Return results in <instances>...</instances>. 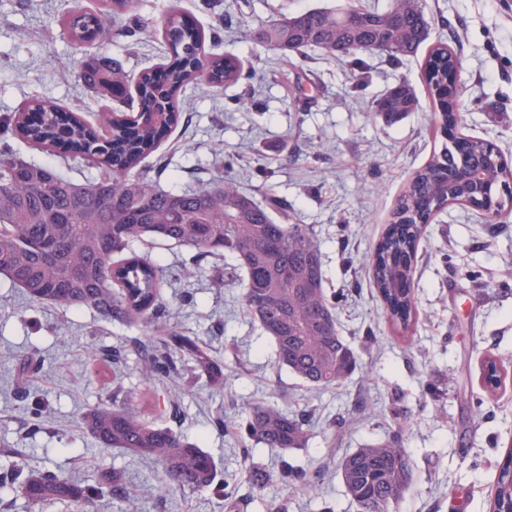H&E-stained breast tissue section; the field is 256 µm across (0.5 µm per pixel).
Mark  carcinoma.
<instances>
[{"label":"carcinoma","mask_w":512,"mask_h":512,"mask_svg":"<svg viewBox=\"0 0 512 512\" xmlns=\"http://www.w3.org/2000/svg\"><path fill=\"white\" fill-rule=\"evenodd\" d=\"M135 7L136 0H107L97 13L66 14L58 22L73 41L92 47L109 31L107 13L127 15ZM166 27L169 61L158 73L145 69L139 75L138 116L108 115L98 132L76 113L45 100L14 114L15 128L28 143L79 154L104 173L80 184L52 164L0 151V275L34 301L86 308L153 338L149 344L135 343L146 378L172 380L186 371L222 391L224 365L199 337L182 335L170 324L171 313L161 296L166 270L128 250L135 242L150 241L191 246L216 258L229 255L234 269L243 273V309L273 340L278 362L311 386L346 381L359 366V354L340 334L336 303L324 288L321 242L314 227L299 219L277 223V200L258 203L229 178L166 191L153 187L137 170L156 150L162 131L178 122V93L206 56L203 30L174 11ZM429 32L421 0H389L382 9L341 5L273 18L253 38L282 56L379 53L401 61L417 54ZM458 66V55L443 42L426 56L424 82L438 112L442 143L397 197L371 262L372 283L386 319L405 333L417 320L414 262L425 225L450 201L481 196L463 172L478 170L494 187L496 195L488 206L498 202V215L509 214L506 207L512 204V166L497 163L493 143L458 132L453 108L457 93L448 81ZM241 76L235 59L210 61L217 94ZM83 80L107 104L123 92L128 76L117 65L99 63L84 71ZM418 105L416 89L401 81L378 96L372 108L375 118L393 124ZM83 424L99 446L161 465L169 488L222 492L228 512L238 508L227 485L217 482L213 457L172 429L147 422L131 395H114L112 403L88 408ZM310 435L307 414L256 401L241 423L238 443L246 451L254 445L287 451L307 447ZM339 471L357 512H398L413 480L400 431L345 455ZM244 478L257 489L275 482L315 487L322 473L284 463L276 472L255 466ZM19 492L34 506L61 503L78 510L95 497L127 502L135 496L116 470L96 488L51 470L31 471ZM489 512H512V450L497 465Z\"/></svg>","instance_id":"1"}]
</instances>
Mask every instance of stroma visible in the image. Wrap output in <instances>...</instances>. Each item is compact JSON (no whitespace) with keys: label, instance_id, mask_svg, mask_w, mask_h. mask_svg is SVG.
<instances>
[{"label":"stroma","instance_id":"35a3bbf8","mask_svg":"<svg viewBox=\"0 0 512 512\" xmlns=\"http://www.w3.org/2000/svg\"><path fill=\"white\" fill-rule=\"evenodd\" d=\"M102 0H0V148L59 166L74 182L100 170L72 154L54 156L26 143L11 120L35 100L49 99L97 125L102 103L81 79L90 58L121 66L132 81L117 112L137 109L135 77L166 62L161 19L170 7L203 28L213 58L237 59L246 85L214 94L193 82L181 119L142 164L154 186L179 188L209 181L217 164L232 159L238 186L265 200L274 195L289 213L313 225L322 250L325 286L338 296L342 336L362 347L359 368L343 384L313 388L276 361L273 343L247 317L241 290L226 283L220 260L185 246L137 244L138 255L168 269L198 267L197 276L169 280L162 296L179 332L197 336L223 363V393L204 380L180 391L148 381L136 357L120 368L98 357L126 345L137 332L86 309L27 300L0 277V474L53 470L86 486L106 471H123L140 489L134 503L93 501L88 512H225L223 499L191 492L165 494L159 467L103 448L84 430L85 408L134 393L149 422L199 444L226 473L240 472L244 456L230 426L258 400L312 416L306 449L286 455L252 449L257 464L279 458L322 468L317 492L275 485L264 492L236 487L239 512H356L337 463L362 445L383 440L408 416L405 448L413 483L399 512H487L497 464L512 449V215L488 221L472 208L448 209L429 224L416 255L418 323L409 335L385 321L368 266L392 208L413 173L430 158L433 111H418L391 126L372 115L373 100L398 81L424 92L425 51L394 63L364 55L361 70L349 59L318 53L281 59L258 46L253 32L278 15L333 8L344 0H137L135 11L110 26L91 50L78 48L59 27L73 6ZM431 41L457 53L466 134L495 143L512 161V0H422ZM495 361L500 381L487 388L484 366ZM183 408L173 417L169 398Z\"/></svg>","mask_w":512,"mask_h":512}]
</instances>
